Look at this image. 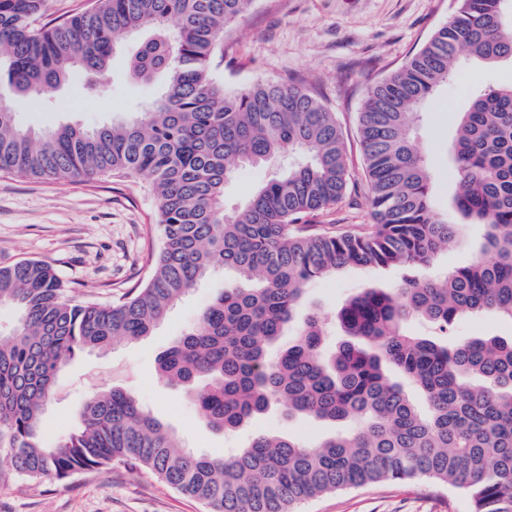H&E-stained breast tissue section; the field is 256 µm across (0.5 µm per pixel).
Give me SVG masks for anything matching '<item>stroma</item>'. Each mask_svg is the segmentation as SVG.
<instances>
[{
  "label": "stroma",
  "mask_w": 512,
  "mask_h": 512,
  "mask_svg": "<svg viewBox=\"0 0 512 512\" xmlns=\"http://www.w3.org/2000/svg\"><path fill=\"white\" fill-rule=\"evenodd\" d=\"M456 0H255L221 41L215 70L227 88L259 78L301 82L314 89L334 112L346 142L352 183L349 198L311 216L321 230H355L371 223L365 198L363 156L357 122L367 88L394 72L413 55L454 11ZM145 34L126 38L105 73L108 100L94 97L82 75L50 92L48 99L26 102L21 125L43 131L67 122L93 127L135 116L158 83L138 84L128 75L131 58ZM512 83V64L493 68L465 63L453 80L428 100L415 129L419 149L434 175L432 203L446 213L456 191L447 148L466 107L465 91L488 84ZM280 162L240 168L224 187V206L239 207L280 170ZM157 210L142 179L105 177L89 182L49 181L0 175V265L38 259L74 283L76 295L100 303L117 299L144 280L147 256L158 249ZM224 284L223 270L199 281L157 325L152 335L123 340L106 350H92L72 360L57 378L55 393L42 414V434L54 443L77 423L93 392L120 388L170 428L183 446L199 454H234L256 431L286 436L317 447L344 431L312 417L284 418L270 408L249 425L224 434L202 420L194 398L166 385L158 357L196 321ZM391 270L350 267L311 283L305 308L335 317L361 289L392 288ZM295 512H471L461 490L430 479L381 481L295 503ZM0 512H207L206 506L171 488L146 470L122 466L80 473L65 481L29 482L17 477L0 483Z\"/></svg>",
  "instance_id": "stroma-1"
}]
</instances>
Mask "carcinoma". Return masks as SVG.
<instances>
[{
    "mask_svg": "<svg viewBox=\"0 0 512 512\" xmlns=\"http://www.w3.org/2000/svg\"><path fill=\"white\" fill-rule=\"evenodd\" d=\"M254 0H93L37 26L52 0H0V174L58 181L139 177L157 206L161 246L144 284L102 305L69 296L42 260L0 267V305L19 320L0 338V451L10 475L62 481L112 465L147 468L212 512H291L301 500L377 481L419 477L463 489L473 512H512V340L456 338L461 315L512 320V84L469 93L449 148L459 221L432 205V173L413 136L425 102L462 58L512 62V0H457L454 12L359 112L372 223L323 233L307 217L347 193L344 137L308 88L259 79L227 90L214 70L224 29ZM154 30L130 76L162 93L122 123L88 129L21 126L19 105L74 72L100 99L103 73L127 36ZM292 162L240 207L224 185L243 166ZM483 228L481 256L440 279L427 275L460 226ZM395 269L392 289L368 287L337 314L345 340L325 350V324L301 302L306 287L353 267ZM231 274L194 325L158 358L160 376L194 391L204 422L237 431L272 405L287 415L357 429L311 449L253 434L224 458L197 455L122 389L95 392L78 426L48 445L41 416L58 374L85 351L149 336L198 280ZM434 333L418 336L409 321ZM292 333L288 344L283 336ZM281 348L273 353L275 345ZM392 367L423 395L422 413ZM480 378L482 385L472 379Z\"/></svg>",
    "mask_w": 512,
    "mask_h": 512,
    "instance_id": "1",
    "label": "carcinoma"
}]
</instances>
